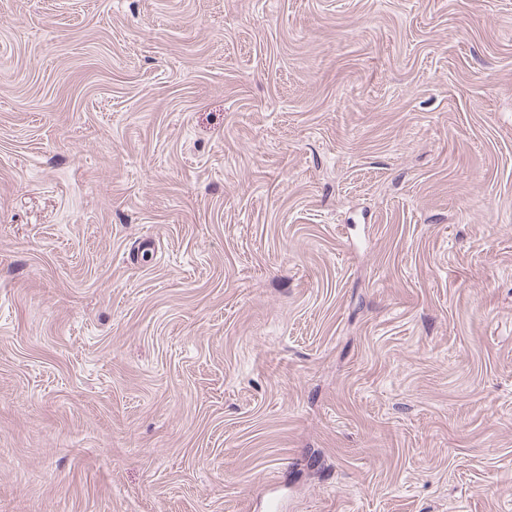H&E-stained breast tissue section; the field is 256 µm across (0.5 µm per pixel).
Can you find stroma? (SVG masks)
Here are the masks:
<instances>
[{
	"instance_id": "obj_1",
	"label": "stroma",
	"mask_w": 512,
	"mask_h": 512,
	"mask_svg": "<svg viewBox=\"0 0 512 512\" xmlns=\"http://www.w3.org/2000/svg\"><path fill=\"white\" fill-rule=\"evenodd\" d=\"M0 512H512V0H0Z\"/></svg>"
}]
</instances>
